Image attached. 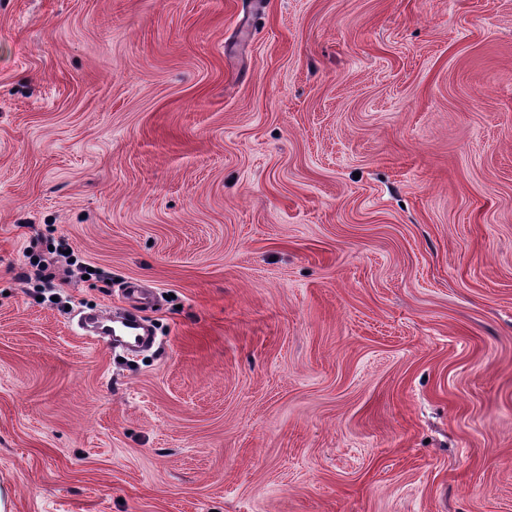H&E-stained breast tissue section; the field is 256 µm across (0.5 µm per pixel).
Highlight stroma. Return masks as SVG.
<instances>
[{
  "instance_id": "35a3bbf8",
  "label": "stroma",
  "mask_w": 512,
  "mask_h": 512,
  "mask_svg": "<svg viewBox=\"0 0 512 512\" xmlns=\"http://www.w3.org/2000/svg\"><path fill=\"white\" fill-rule=\"evenodd\" d=\"M0 489L512 512V0H0ZM124 291L126 298L137 306L136 308L124 311L126 314L124 321L112 323L102 311L99 315L98 322L103 333L97 335V337L102 339L103 345H106V347L111 350L112 340L113 343L120 342L128 348H135L144 343L147 338L145 326L148 325V323L140 314V308L150 303V297L144 294L140 288H134L133 286L131 288H125ZM108 323L117 325L123 334H117L115 327L108 325Z\"/></svg>"
}]
</instances>
